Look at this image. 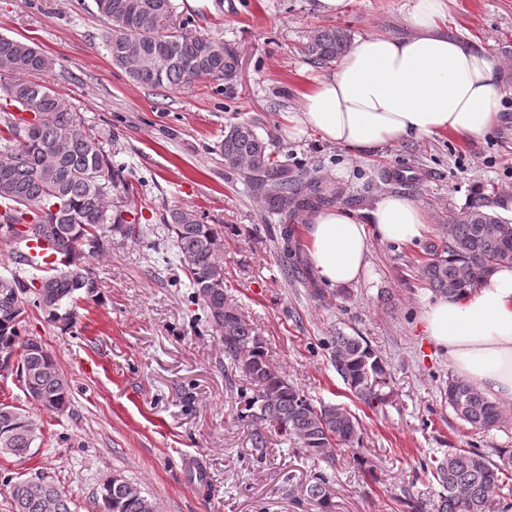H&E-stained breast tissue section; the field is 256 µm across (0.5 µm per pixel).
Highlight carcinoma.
<instances>
[{
  "label": "carcinoma",
  "instance_id": "obj_1",
  "mask_svg": "<svg viewBox=\"0 0 512 512\" xmlns=\"http://www.w3.org/2000/svg\"><path fill=\"white\" fill-rule=\"evenodd\" d=\"M108 24L106 45L112 63L125 69L131 81L151 88L173 89L207 79L230 81L238 55L220 39L193 35L185 23L175 24L172 0H95ZM351 33L340 26L319 30L305 45L311 63L328 66L344 58ZM53 61L35 44L0 36V90L34 122H14L10 113L0 120V153L11 162L0 164V236L19 245L28 235L60 253L58 267L40 268L25 281L12 273L0 275V357L14 355L0 372L19 376L24 390L42 409L63 415L73 406L72 387L54 355L37 338L23 335L25 303L41 310L51 323L76 326L78 302L99 288L89 258L105 250L110 238L143 239L149 230L124 218L134 188L121 178L104 149L100 131L87 124L44 80ZM224 167L243 175L250 189L265 197L269 218L278 224L277 245L285 275L304 274L295 225L322 206L343 196L336 184L307 168L289 167L279 160L272 143L254 125L238 122L224 131L220 143ZM506 196L479 190L439 225L420 262L419 273L432 291L456 294L476 286L498 267L512 265V219L503 214ZM27 225L17 232L15 226ZM162 224L177 248L179 267L187 274L205 322L221 335L224 356L236 372L258 386L246 400L248 416L276 427L304 453L333 468L337 451L361 440L359 420L341 405L313 403L298 386L272 368L263 342L224 293V269L216 260L220 235L194 210H165ZM33 294L26 300L27 294ZM333 366L351 392L374 408L384 403L381 388L387 372L375 350L361 337L342 331L324 342ZM448 407L471 428L489 431L505 422L501 406L474 385L451 378L444 391ZM41 429L25 409L0 403V454L25 459L31 455ZM488 453L460 449L441 461L420 463L442 488L435 512H486L502 475L512 465V451ZM329 477L321 471L307 485L308 497L329 501ZM103 512H156L154 502L119 475L98 489ZM14 512H73L71 501L53 482L33 478L10 484Z\"/></svg>",
  "mask_w": 512,
  "mask_h": 512
}]
</instances>
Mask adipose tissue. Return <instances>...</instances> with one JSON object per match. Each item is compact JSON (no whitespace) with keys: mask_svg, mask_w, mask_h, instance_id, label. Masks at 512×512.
Instances as JSON below:
<instances>
[{"mask_svg":"<svg viewBox=\"0 0 512 512\" xmlns=\"http://www.w3.org/2000/svg\"><path fill=\"white\" fill-rule=\"evenodd\" d=\"M404 8L407 36L358 38L336 71L302 92L297 132L314 130L360 158L412 136L478 138L501 123L496 66L468 40L447 35L448 0H406ZM428 223L418 202L397 193L384 194L361 218L327 207L306 226L308 260L323 286H349L368 267L373 241L411 244ZM420 321L459 377L512 402V267L427 302Z\"/></svg>","mask_w":512,"mask_h":512,"instance_id":"ef3b65f1","label":"adipose tissue"}]
</instances>
